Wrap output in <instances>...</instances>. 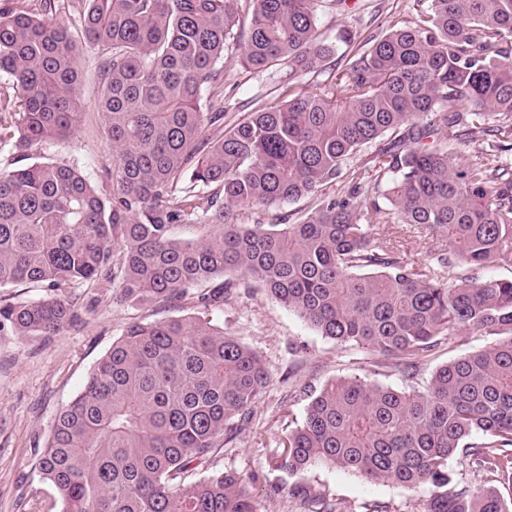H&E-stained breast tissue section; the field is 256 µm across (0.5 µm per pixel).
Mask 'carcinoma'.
Wrapping results in <instances>:
<instances>
[{
	"label": "carcinoma",
	"instance_id": "carcinoma-1",
	"mask_svg": "<svg viewBox=\"0 0 512 512\" xmlns=\"http://www.w3.org/2000/svg\"><path fill=\"white\" fill-rule=\"evenodd\" d=\"M250 22L241 25L242 2ZM415 26H390L329 85L295 92L329 58L318 0H13L0 8V145L20 157L76 131L79 44L100 55L97 110L112 151V197L73 164L0 172V288L50 296L0 301V333L55 336L81 318L70 292L104 278L121 299L177 306L192 288L220 307L258 284L320 335L418 360L463 329L490 345L440 366L421 390L340 377L311 393L277 469L313 465L368 483L433 487L427 512H512L509 486L456 484L459 451L512 476V279L440 280L383 229L416 225L435 263L512 265V0H426ZM267 72L284 97L224 126V48ZM496 152L463 166L473 134ZM387 188L343 165L364 146ZM336 194L326 191L340 178ZM318 204L297 223L240 224L238 212ZM201 234L171 238L175 224ZM269 383L259 353L196 316L129 325L59 412L37 468L62 512H257L231 473L192 478L229 442ZM50 295L46 288L18 285L14 288L0 289V299L10 298L13 302L35 301ZM6 296V297H4Z\"/></svg>",
	"mask_w": 512,
	"mask_h": 512
}]
</instances>
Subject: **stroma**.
I'll return each instance as SVG.
<instances>
[{"mask_svg": "<svg viewBox=\"0 0 512 512\" xmlns=\"http://www.w3.org/2000/svg\"><path fill=\"white\" fill-rule=\"evenodd\" d=\"M422 0H343L320 12L321 38H334L340 27L353 29L359 40L392 24H412ZM236 46L224 51L231 79L220 102L225 121L242 118L261 103L279 102L268 76L237 63ZM98 58L85 49L78 59V95L83 111L76 132L43 145L37 156L76 163L104 197L112 195V153L102 138L103 118L95 102ZM82 320L59 335H0V512H61L56 489L42 480L34 462L44 447L56 414L82 388L96 363L133 321H152L173 314L202 315L225 333L238 337L261 355L269 383L253 408L252 418L232 443L218 447L196 474L232 472L251 487L260 512H303L289 493L301 483L334 503L337 512H367L380 504L385 512H426L433 488L406 489L372 485L343 470L315 466L290 476L273 466L290 429L303 420L310 390L339 377L359 375L367 381L403 389L424 387L441 365L489 345V337L460 331L421 359L414 381H407L391 358L355 346L336 344L276 302L264 289L240 288L220 308L204 309L187 299L180 309L142 307L120 302L112 283L99 280L75 291Z\"/></svg>", "mask_w": 512, "mask_h": 512, "instance_id": "obj_1", "label": "stroma"}]
</instances>
